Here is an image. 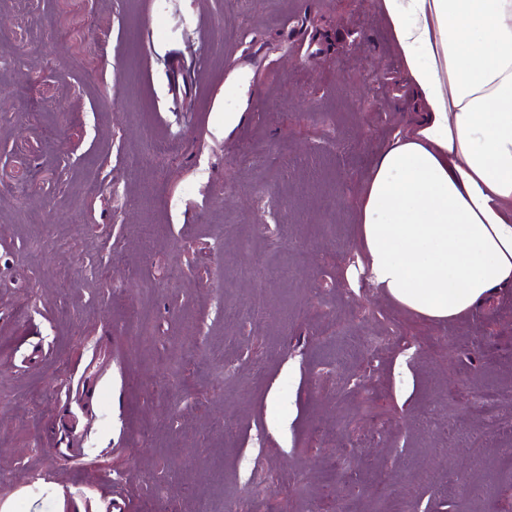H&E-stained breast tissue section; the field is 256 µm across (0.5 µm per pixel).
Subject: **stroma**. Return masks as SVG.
I'll return each mask as SVG.
<instances>
[{
  "mask_svg": "<svg viewBox=\"0 0 512 512\" xmlns=\"http://www.w3.org/2000/svg\"><path fill=\"white\" fill-rule=\"evenodd\" d=\"M414 116L374 0H0V502L512 512V288L346 278ZM58 490L52 483L38 480L33 486L22 488L15 499H8L0 505L1 512H44L42 504L56 502Z\"/></svg>",
  "mask_w": 512,
  "mask_h": 512,
  "instance_id": "35a3bbf8",
  "label": "stroma"
}]
</instances>
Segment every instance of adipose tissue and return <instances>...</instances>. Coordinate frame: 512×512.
<instances>
[{"instance_id": "obj_1", "label": "adipose tissue", "mask_w": 512, "mask_h": 512, "mask_svg": "<svg viewBox=\"0 0 512 512\" xmlns=\"http://www.w3.org/2000/svg\"><path fill=\"white\" fill-rule=\"evenodd\" d=\"M376 7L418 115L359 197V269L445 323L512 286V0Z\"/></svg>"}]
</instances>
